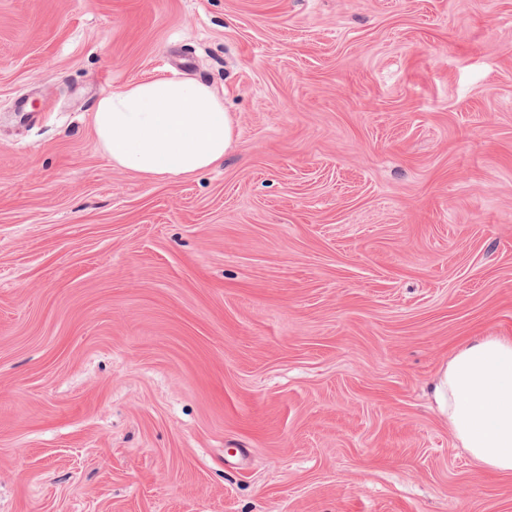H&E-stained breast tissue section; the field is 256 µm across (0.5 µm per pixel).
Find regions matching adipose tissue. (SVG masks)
<instances>
[{"instance_id":"obj_1","label":"adipose tissue","mask_w":512,"mask_h":512,"mask_svg":"<svg viewBox=\"0 0 512 512\" xmlns=\"http://www.w3.org/2000/svg\"><path fill=\"white\" fill-rule=\"evenodd\" d=\"M93 126L114 166L148 178L214 167L234 138L223 98L178 75L135 80L103 94ZM433 395L472 461L512 474V336H475L462 343L441 370Z\"/></svg>"}]
</instances>
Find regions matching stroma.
<instances>
[{"label": "stroma", "instance_id": "obj_1", "mask_svg": "<svg viewBox=\"0 0 512 512\" xmlns=\"http://www.w3.org/2000/svg\"><path fill=\"white\" fill-rule=\"evenodd\" d=\"M224 98L113 167L99 98ZM512 335V0H0V512H512L432 385ZM93 126L112 165L148 178L214 167L234 138V120L223 98L178 75L131 81L103 94Z\"/></svg>", "mask_w": 512, "mask_h": 512}]
</instances>
